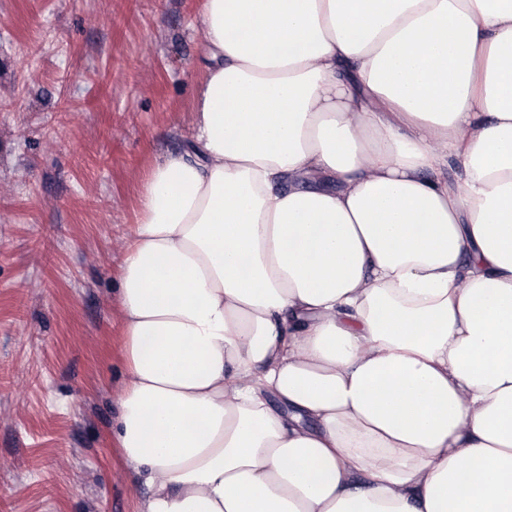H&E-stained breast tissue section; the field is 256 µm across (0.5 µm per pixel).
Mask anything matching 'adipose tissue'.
<instances>
[{
    "label": "adipose tissue",
    "instance_id": "adipose-tissue-1",
    "mask_svg": "<svg viewBox=\"0 0 512 512\" xmlns=\"http://www.w3.org/2000/svg\"><path fill=\"white\" fill-rule=\"evenodd\" d=\"M121 244L139 512H512V0H203Z\"/></svg>",
    "mask_w": 512,
    "mask_h": 512
}]
</instances>
